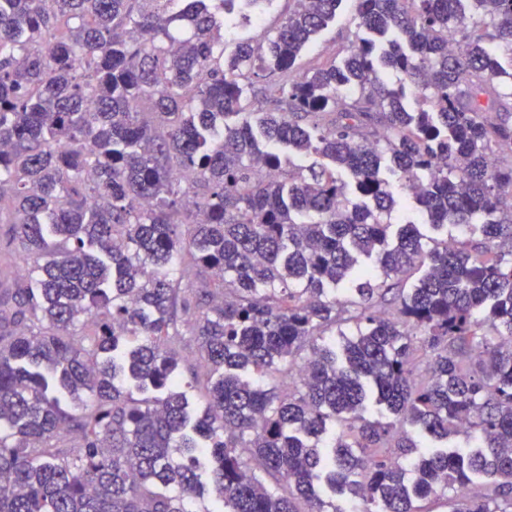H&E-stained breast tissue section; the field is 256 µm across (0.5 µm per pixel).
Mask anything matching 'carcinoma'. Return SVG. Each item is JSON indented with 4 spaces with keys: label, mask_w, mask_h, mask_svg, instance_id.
<instances>
[{
    "label": "carcinoma",
    "mask_w": 512,
    "mask_h": 512,
    "mask_svg": "<svg viewBox=\"0 0 512 512\" xmlns=\"http://www.w3.org/2000/svg\"><path fill=\"white\" fill-rule=\"evenodd\" d=\"M153 2L0 0V512H345L323 478L361 512H512V80L481 44L512 45V0H356L412 52L357 35L305 73L341 0L227 58L233 0ZM252 76L273 110L243 111ZM384 154L483 241L389 246ZM408 425L482 448L418 455ZM384 77L389 86L393 88H398L400 86L404 87L405 98L403 103L405 108L408 110V112H418L422 107V104L417 97L415 88L409 83L406 77L402 73L393 69H386Z\"/></svg>",
    "instance_id": "1"
}]
</instances>
